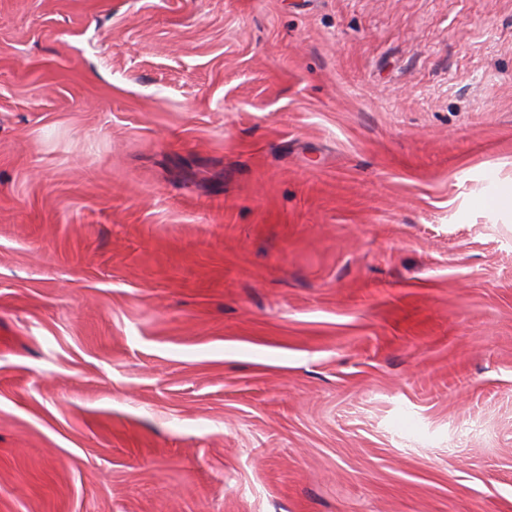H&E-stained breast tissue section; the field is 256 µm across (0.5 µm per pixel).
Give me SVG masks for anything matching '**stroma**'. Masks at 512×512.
<instances>
[{
	"label": "stroma",
	"mask_w": 512,
	"mask_h": 512,
	"mask_svg": "<svg viewBox=\"0 0 512 512\" xmlns=\"http://www.w3.org/2000/svg\"><path fill=\"white\" fill-rule=\"evenodd\" d=\"M512 0H0V512H512Z\"/></svg>",
	"instance_id": "1"
}]
</instances>
